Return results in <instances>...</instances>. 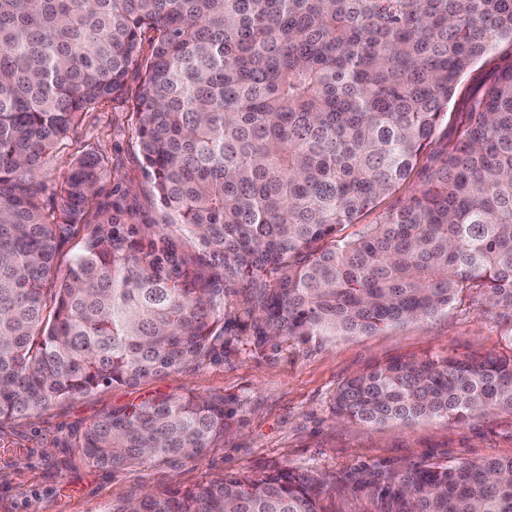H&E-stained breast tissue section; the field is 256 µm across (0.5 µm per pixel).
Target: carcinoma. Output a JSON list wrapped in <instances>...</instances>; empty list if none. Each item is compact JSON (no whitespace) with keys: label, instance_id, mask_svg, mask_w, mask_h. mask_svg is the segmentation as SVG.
<instances>
[{"label":"carcinoma","instance_id":"1","mask_svg":"<svg viewBox=\"0 0 512 512\" xmlns=\"http://www.w3.org/2000/svg\"><path fill=\"white\" fill-rule=\"evenodd\" d=\"M506 41L512 0H0V421L204 361L242 283L259 346L380 332L466 296L512 315V63L437 146L461 77ZM131 70L158 209L140 225L99 201L103 153L63 160L51 200L39 180ZM414 172L405 202L340 234ZM503 410L512 355L492 353L393 360L334 403L368 427ZM234 414L222 395L143 402L93 423L83 454L175 465ZM324 487L224 474L111 512H325ZM341 487L360 512H512V457L364 466Z\"/></svg>","mask_w":512,"mask_h":512}]
</instances>
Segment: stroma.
I'll list each match as a JSON object with an SVG mask.
<instances>
[{
  "mask_svg": "<svg viewBox=\"0 0 512 512\" xmlns=\"http://www.w3.org/2000/svg\"><path fill=\"white\" fill-rule=\"evenodd\" d=\"M512 61L501 43L464 76L440 136L454 134L457 113ZM138 73H130L122 99L85 116L69 152L97 151L112 160L101 199L119 205L128 224L144 223L152 207L139 186L140 157L130 121ZM243 296L229 294L233 316L223 352L202 363L136 387L102 386L37 413L0 421V512H110L143 490L190 493L214 476L293 472L327 479L365 466L430 461L440 464L512 456V414L502 412L466 424L429 420L368 428L339 423L333 414L338 387L368 368L436 353H512V317L470 300L433 316L382 332L320 337L256 347L236 323ZM221 394L236 415L216 447L177 467L151 464L92 467L80 442L91 424L115 410L185 391Z\"/></svg>",
  "mask_w": 512,
  "mask_h": 512,
  "instance_id": "1",
  "label": "stroma"
}]
</instances>
